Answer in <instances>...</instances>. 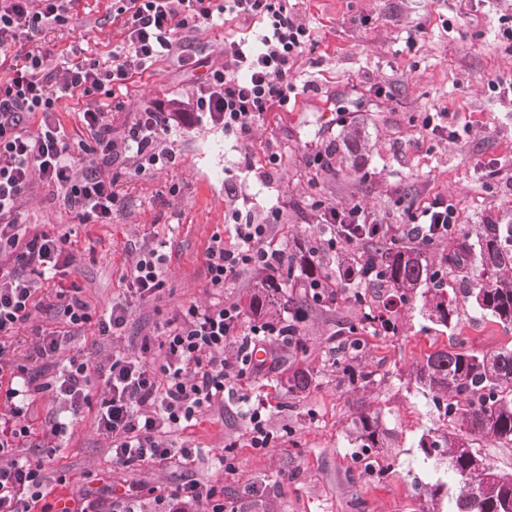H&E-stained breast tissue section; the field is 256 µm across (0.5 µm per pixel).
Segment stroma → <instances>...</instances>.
<instances>
[{"label":"stroma","mask_w":512,"mask_h":512,"mask_svg":"<svg viewBox=\"0 0 512 512\" xmlns=\"http://www.w3.org/2000/svg\"><path fill=\"white\" fill-rule=\"evenodd\" d=\"M309 28L311 42L292 69L297 102L265 113L248 146L209 115L192 112L188 102L206 65L224 60L227 39L252 40L259 24L242 19L192 34L190 46L204 65H181L171 57L135 74L120 99L99 91L63 98L56 118L77 170L94 165L114 178L119 203L108 224L80 223L63 203L62 190L35 184L21 208L26 232L47 231L65 238L70 265L61 278L79 289L93 316L122 304L128 321L115 336L99 335L94 325L69 329L57 289L39 284L32 318L7 340V359L26 366L37 382L52 381L60 365L81 353L91 365L112 352L140 354L143 337L179 317L190 305L218 300L237 303L244 326L255 271L241 273L221 288L211 287L206 252L214 237L228 238L233 204L248 196L254 214L277 208L270 238L289 252L320 243V262L335 269L340 258L361 248L335 252L323 244L312 209L321 200L351 202L402 223L406 209L434 197L452 201L460 231L476 225L512 224V40L499 18L512 12V0H290ZM124 40L123 22L112 17V0H73L68 20L21 40L15 53H41L50 71L81 61L106 60ZM162 104L185 111L179 127L161 136L157 148L174 163L136 173L135 159L107 161L92 153L93 141L81 123L85 108L108 112L113 139L124 136L139 108ZM439 113L440 128L424 131L425 113ZM359 127L357 158L326 153L343 128ZM277 168H269L271 155ZM499 175L482 176L487 165ZM165 242L164 287L139 299L127 290L133 256ZM338 289L335 297L310 302L295 342L271 343L262 370L234 386L223 405L169 433L175 445L194 449L189 465L112 458L111 439L100 434L96 409L62 412L51 392L31 396L27 422L31 436L17 457L38 461L46 477L45 512L75 507L108 488L131 494L138 512H153L156 492L170 493L194 480L224 487L229 512H432L426 486L450 482L446 468L429 470L418 441L441 428L431 401L419 389L416 367L423 358L465 339L467 347L495 350L512 345V327L460 304L457 331L432 323L421 297L399 303L387 288ZM388 315L395 331L386 335L362 320L370 311ZM356 325L359 346L354 366L371 371V383H339L337 346L348 325ZM63 332L50 364L32 360L38 336ZM307 371L306 390L289 392L293 372ZM265 403L272 438L265 448L251 445L250 406ZM376 417L384 431L382 447L363 453L353 437L359 415ZM67 423L47 455L43 441L57 417ZM232 469H224L221 456Z\"/></svg>","instance_id":"1"}]
</instances>
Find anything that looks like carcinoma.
Instances as JSON below:
<instances>
[{
  "label": "carcinoma",
  "instance_id": "obj_1",
  "mask_svg": "<svg viewBox=\"0 0 512 512\" xmlns=\"http://www.w3.org/2000/svg\"><path fill=\"white\" fill-rule=\"evenodd\" d=\"M364 259L363 254L353 256L332 273L318 261L314 246L290 254L288 275H266L251 296L250 310L265 315L286 286L344 288L345 273ZM374 260L377 270L370 284L392 289L403 302L421 295L429 317L445 328L458 327L461 301H470L496 322L512 326V233L505 234L500 224L481 225L474 243L467 238L457 242L440 267L427 260L420 245L386 248ZM455 272L471 275L474 282L461 301L447 297L443 288L444 278ZM336 366L348 385L367 384L373 375L344 361ZM417 375L422 395L432 401L446 424V432L430 442L420 439L419 447L427 458L436 451L456 478L457 492L448 498L447 512H512V473L494 468L481 452L489 440L512 444V347L476 351L464 348L461 341L427 355ZM354 426L359 447H379L378 419L361 415Z\"/></svg>",
  "mask_w": 512,
  "mask_h": 512
}]
</instances>
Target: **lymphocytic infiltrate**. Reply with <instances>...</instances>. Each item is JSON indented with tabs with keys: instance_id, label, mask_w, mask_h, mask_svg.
Returning a JSON list of instances; mask_svg holds the SVG:
<instances>
[{
	"instance_id": "lymphocytic-infiltrate-1",
	"label": "lymphocytic infiltrate",
	"mask_w": 512,
	"mask_h": 512,
	"mask_svg": "<svg viewBox=\"0 0 512 512\" xmlns=\"http://www.w3.org/2000/svg\"><path fill=\"white\" fill-rule=\"evenodd\" d=\"M69 0H0V54L11 51L21 38L33 36L49 23L65 19ZM123 15L125 38L109 60L75 64L58 75L46 71L43 56L25 53L0 81V249L16 255L17 269L0 268V359L14 335L36 308V279L53 280L69 263L62 239L46 232L25 238L18 231L20 206L34 183L64 189V202L84 224H108L118 197L111 177L92 168L76 174L68 144L51 117L63 96L82 95L106 88L125 87L135 73L154 61L178 55L184 63L196 58L177 50L178 31L201 27L215 14L256 19L263 25L255 41L230 40L224 44V62L210 67L207 79L194 96L193 109L208 113L226 132L248 142L264 113L287 105L295 90L290 72L310 39L309 30L288 7V0H116ZM41 113L45 124L32 133L23 125L27 114ZM83 123L104 153L112 157L129 153L154 166L172 162L170 154L157 153L158 134L171 130V117L160 107L142 110L121 141H114L107 112L86 109ZM313 207L329 235V248L366 241L399 242L402 231L431 245L455 235L460 221L456 206L434 198L417 212H408L407 228L382 223L377 213L359 204L345 206L314 202ZM278 209H269L261 219L246 218L235 225L232 243L214 238L207 249L206 264L212 287L220 288L249 269L263 271L283 265L284 250L267 241ZM167 255L162 246L142 250L127 278V289L140 298L160 292ZM30 277H23V270ZM294 332L287 322L242 326V312L233 302L190 306L180 318L167 323L159 345L163 363L150 360V344L142 355L130 358L115 352L106 363L91 366L82 354L68 357L55 381L48 383L63 406L77 409L90 403V375L103 381L96 414L97 428L112 439V457L119 463L186 461L190 449H175L167 438L171 429L197 419L199 414L222 402L234 383L256 370L253 349L277 337L289 341ZM11 379L22 387H9L8 418L0 421V512H33L43 497L44 476L16 458L30 434L24 419L28 411L26 391L31 379L24 368L13 369ZM207 504L208 512H224V490L216 484L188 482L174 493L157 494V512H193Z\"/></svg>"
}]
</instances>
